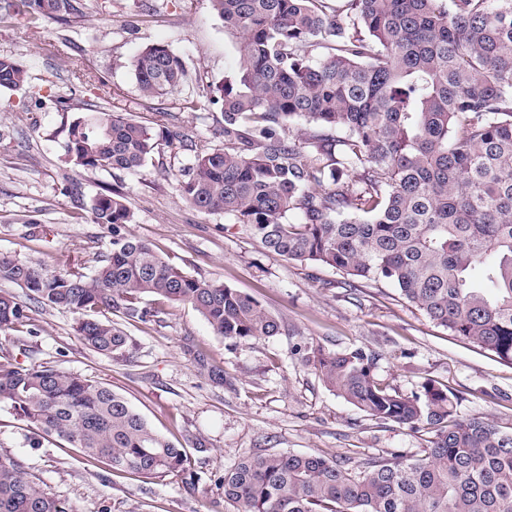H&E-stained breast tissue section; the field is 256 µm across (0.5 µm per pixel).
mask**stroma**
I'll list each match as a JSON object with an SVG mask.
<instances>
[{"mask_svg":"<svg viewBox=\"0 0 512 512\" xmlns=\"http://www.w3.org/2000/svg\"><path fill=\"white\" fill-rule=\"evenodd\" d=\"M46 42L54 53L43 50ZM156 43L178 54L189 75L181 92L162 101L146 99L134 75L138 53ZM0 55L17 58L30 76L21 90L0 91V252L93 275L92 255L108 252L112 231L95 223L90 200L119 186L134 213L129 234L189 275L253 296L282 324L279 335L236 345L190 305L147 296L140 306L150 312L148 322L115 318L134 341V356L109 358L78 339L69 313L0 282V293L28 305L26 324L0 334V362H46L112 388L186 449L202 476L190 494L171 475L113 472L32 430L0 403V454L19 460L47 493L68 500L75 512H232L217 479L257 450L362 460L425 448L426 433L378 424L329 391L302 360L308 345L368 347L380 356L378 375L402 393L437 380L461 396V415L512 430V364L449 336L388 283L348 288L335 270L284 260L232 218L193 208L178 185L193 151L160 142L135 171L65 163L66 128L96 103L102 87L112 92L113 110L153 131L166 128L192 136L199 147H223L220 107H189L197 80H222L238 57V40L210 0H82L75 22L46 20L36 29L0 18ZM214 365L223 368V383L210 378ZM195 436L207 440L208 452L191 448Z\"/></svg>","mask_w":512,"mask_h":512,"instance_id":"35a3bbf8","label":"stroma"}]
</instances>
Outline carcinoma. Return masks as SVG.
I'll return each instance as SVG.
<instances>
[{"instance_id":"obj_1","label":"carcinoma","mask_w":512,"mask_h":512,"mask_svg":"<svg viewBox=\"0 0 512 512\" xmlns=\"http://www.w3.org/2000/svg\"><path fill=\"white\" fill-rule=\"evenodd\" d=\"M239 38L236 69L197 83L194 108L221 105L224 148L201 149L179 182L196 209L223 213L270 253L392 284L448 334L512 363V0H210ZM32 27L69 22L80 0H3ZM326 50L320 59L309 48ZM134 74L147 98L187 83L182 58L146 46ZM0 56V91L24 86ZM307 128L299 133L296 122ZM158 145L152 129L95 105L68 126L63 149L88 170L134 171ZM112 249L94 274L51 271L0 253V282L74 316L75 333L108 357L132 354L112 322L141 321L159 295L197 310L234 343L280 333L253 297L195 278L129 233L124 193L92 199ZM293 215L296 223L288 222ZM27 306L0 294V333ZM324 385L364 416L429 434L423 454L363 460L316 453L243 456L217 478L236 512H512V431L462 417V397L426 380L404 394L377 375L365 347L303 354ZM0 403L116 472L201 476L186 452L121 395L44 364H0ZM0 512H74L22 464L0 455Z\"/></svg>"}]
</instances>
